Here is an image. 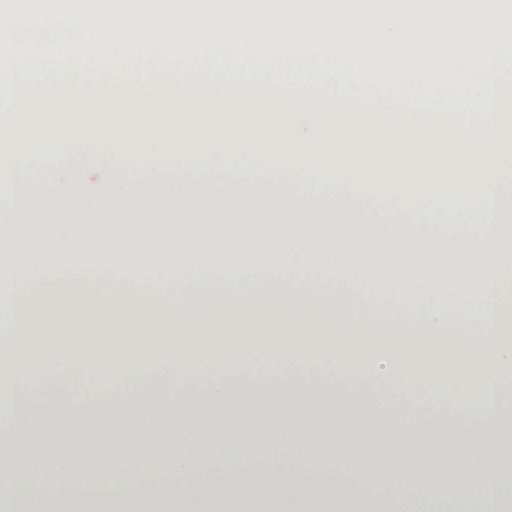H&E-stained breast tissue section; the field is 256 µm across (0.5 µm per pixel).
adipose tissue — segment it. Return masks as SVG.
<instances>
[{"label":"adipose tissue","mask_w":512,"mask_h":512,"mask_svg":"<svg viewBox=\"0 0 512 512\" xmlns=\"http://www.w3.org/2000/svg\"><path fill=\"white\" fill-rule=\"evenodd\" d=\"M0 309L13 330L0 342V487L46 490L93 508L158 480V512H418L423 491L457 484H512V406L464 425L434 409V376L421 367L442 343L485 366L448 379L467 403L474 380L512 387V258L471 257L420 246L167 243L131 246L0 245ZM269 266L257 284L242 272ZM219 268L223 288L210 271ZM197 269L187 280L188 269ZM330 280L309 288L313 272ZM147 337L136 349L109 336ZM372 346L361 371L396 382L404 398L425 394L412 416L377 406L342 384L291 380L255 391L237 377L306 356L341 369L349 339ZM73 373L121 389L133 375L158 387L139 399L72 403L44 391L19 405L20 387L42 388L50 372ZM207 376L204 387L195 381ZM261 462L272 487L236 483L212 492L209 459ZM328 470L346 484L322 498L302 493ZM401 487L390 503L354 491L370 473Z\"/></svg>","instance_id":"ef3b65f1"}]
</instances>
